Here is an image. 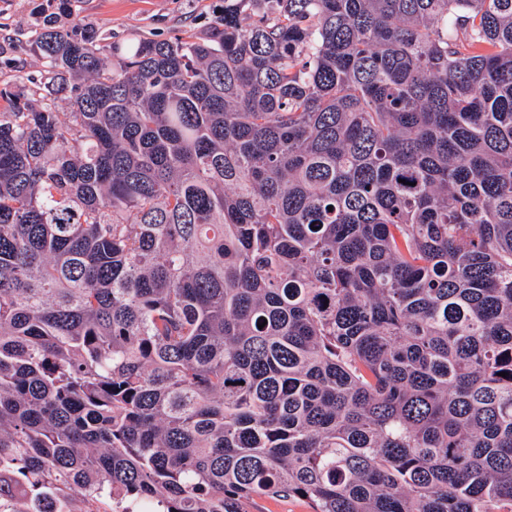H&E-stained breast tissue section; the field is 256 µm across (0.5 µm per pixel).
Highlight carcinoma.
<instances>
[{
  "label": "carcinoma",
  "instance_id": "carcinoma-1",
  "mask_svg": "<svg viewBox=\"0 0 512 512\" xmlns=\"http://www.w3.org/2000/svg\"><path fill=\"white\" fill-rule=\"evenodd\" d=\"M31 50L0 512H512V0H224L200 37ZM246 512H312L307 500L299 497H256L244 504Z\"/></svg>",
  "mask_w": 512,
  "mask_h": 512
}]
</instances>
